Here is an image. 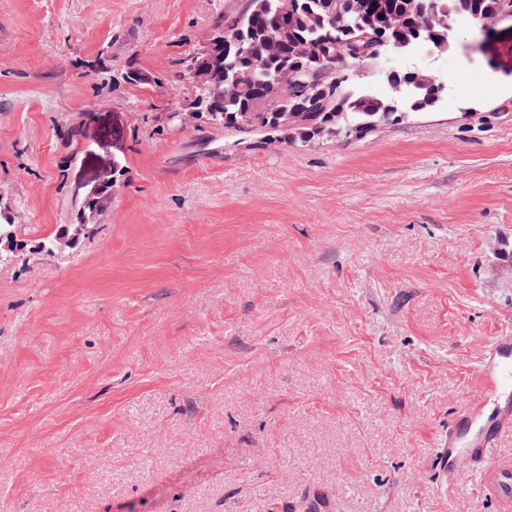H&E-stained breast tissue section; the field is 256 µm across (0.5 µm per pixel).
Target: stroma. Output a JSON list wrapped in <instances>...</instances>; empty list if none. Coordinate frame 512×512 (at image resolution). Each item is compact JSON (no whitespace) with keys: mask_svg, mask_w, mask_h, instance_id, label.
Segmentation results:
<instances>
[{"mask_svg":"<svg viewBox=\"0 0 512 512\" xmlns=\"http://www.w3.org/2000/svg\"><path fill=\"white\" fill-rule=\"evenodd\" d=\"M245 5L0 0V208L34 242L122 169L0 267V512H496L434 454L512 336V19L388 59L448 93L359 139L173 129ZM116 173V168H112V170L103 176L101 181L95 183L83 193L80 208L83 222L78 224L74 230V233L71 235H69L68 230L62 231L58 234L57 252H52L49 257L62 256L65 251L71 250L77 242L80 228L85 224L86 226L84 227L81 234V241L74 248V250L79 247L85 238L89 237L96 224L87 223H89V221H94L97 217L100 216L102 212L108 209L112 202V197L120 190L122 186L120 179H118L116 176Z\"/></svg>","mask_w":512,"mask_h":512,"instance_id":"35a3bbf8","label":"stroma"}]
</instances>
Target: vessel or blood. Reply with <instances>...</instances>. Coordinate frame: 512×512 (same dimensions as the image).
Returning <instances> with one entry per match:
<instances>
[{
    "instance_id": "1",
    "label": "vessel or blood",
    "mask_w": 512,
    "mask_h": 512,
    "mask_svg": "<svg viewBox=\"0 0 512 512\" xmlns=\"http://www.w3.org/2000/svg\"><path fill=\"white\" fill-rule=\"evenodd\" d=\"M472 376L477 391L437 450L439 474L456 483L460 462H468L479 493L497 512H512V453L498 451L504 439H512V336L495 337Z\"/></svg>"
}]
</instances>
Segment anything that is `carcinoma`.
Returning a JSON list of instances; mask_svg holds the SVG:
<instances>
[{"mask_svg": "<svg viewBox=\"0 0 512 512\" xmlns=\"http://www.w3.org/2000/svg\"><path fill=\"white\" fill-rule=\"evenodd\" d=\"M325 0H293L295 16L288 19L279 11L280 0H248L242 12L221 13L215 20L214 39L227 34H236L253 41L252 52L245 57L221 56L216 50H193L178 61L174 81L191 87V100L206 102V85L212 81L231 84L237 69L248 66L252 69V81L245 87L230 88L225 97L214 103V112L207 118V124L239 135L252 133V128L260 127L275 135L284 144L304 141L317 123L336 122V106L349 105L358 100L359 109L348 113L349 126L369 120L372 102L364 99V94L355 91L346 83L332 92L324 112H308L305 96L294 93L281 75L288 71H304L320 66L330 74L336 73L339 64L331 56L330 44L338 36H345L341 20L325 14ZM367 11L363 24L367 27L380 26L385 16L395 13L403 21V27L389 32L393 38L408 34V29L421 20L422 7L436 4L458 21L467 23L471 10L478 9L485 14L493 13L500 0H365ZM292 23V37L303 41L313 50V57L295 56L286 47L269 49L267 43L259 40L261 30L276 25ZM294 110L304 115V124L294 129L278 126L279 115L283 111Z\"/></svg>", "mask_w": 512, "mask_h": 512, "instance_id": "1", "label": "carcinoma"}]
</instances>
